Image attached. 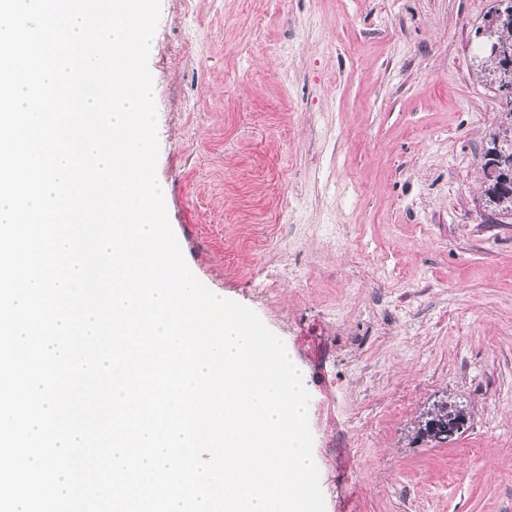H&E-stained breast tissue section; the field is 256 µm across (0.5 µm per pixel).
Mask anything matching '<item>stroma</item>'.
I'll list each match as a JSON object with an SVG mask.
<instances>
[{
  "instance_id": "1",
  "label": "stroma",
  "mask_w": 512,
  "mask_h": 512,
  "mask_svg": "<svg viewBox=\"0 0 512 512\" xmlns=\"http://www.w3.org/2000/svg\"><path fill=\"white\" fill-rule=\"evenodd\" d=\"M493 7L160 0L168 220L302 366L326 512H512V223H487L480 177ZM439 400L466 415L450 442L415 431Z\"/></svg>"
}]
</instances>
